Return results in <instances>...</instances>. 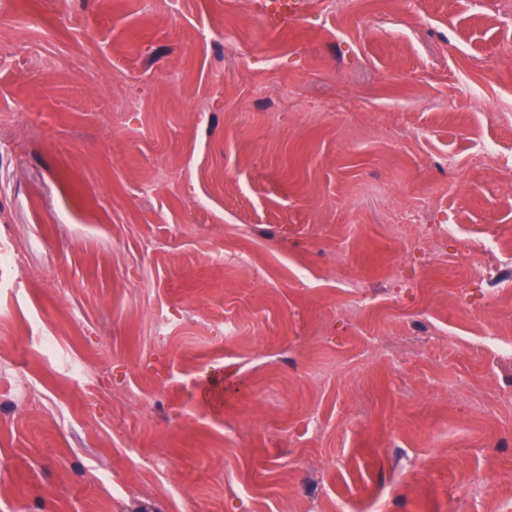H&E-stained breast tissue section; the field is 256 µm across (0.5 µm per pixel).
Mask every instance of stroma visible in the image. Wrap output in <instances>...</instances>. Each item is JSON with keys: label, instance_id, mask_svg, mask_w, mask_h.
<instances>
[{"label": "stroma", "instance_id": "1", "mask_svg": "<svg viewBox=\"0 0 512 512\" xmlns=\"http://www.w3.org/2000/svg\"><path fill=\"white\" fill-rule=\"evenodd\" d=\"M283 2L0 0V512L512 504V19Z\"/></svg>", "mask_w": 512, "mask_h": 512}]
</instances>
